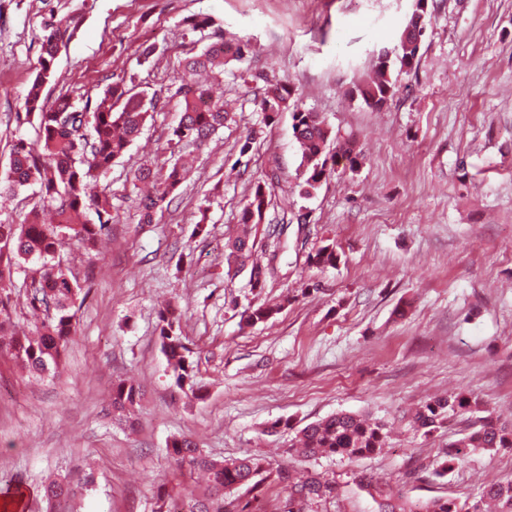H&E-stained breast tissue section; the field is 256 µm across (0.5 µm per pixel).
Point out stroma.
I'll return each mask as SVG.
<instances>
[{
	"label": "stroma",
	"instance_id": "obj_1",
	"mask_svg": "<svg viewBox=\"0 0 512 512\" xmlns=\"http://www.w3.org/2000/svg\"><path fill=\"white\" fill-rule=\"evenodd\" d=\"M413 0H0V178L13 143L34 139L17 112L38 69L43 25L65 18L73 35L55 60L61 80L48 99H97L109 78L157 94L139 138L100 188L113 221L100 251L60 252L85 293L77 332L58 377L33 379L0 350V508L48 512L42 486L64 478L77 491L69 512H155L159 487L179 478L168 455L188 437L217 458L256 455L336 481L319 512H379L355 482H379L392 500L475 497L481 483L512 478V448L471 455L438 481L420 465L445 456L470 432V416L430 435L411 430L412 410L433 395L466 390L499 422L512 421V0H433L422 56L397 73L380 109L354 99L377 55L393 50ZM246 42V60L224 66L216 95L232 119L197 153L175 204L139 221L134 172L170 159L166 134L181 108L183 62L212 29ZM155 46L144 56L146 46ZM253 72L286 80L301 108L352 138L359 165L338 160L309 198L299 193L300 152L289 113L262 127ZM256 140L247 163L239 147ZM265 182L273 206L259 224L263 252H277L263 289L248 272L228 275L225 233L250 190ZM205 222L206 232L193 228ZM286 224L280 238L271 225ZM333 244L336 267L308 263ZM280 304L270 320L245 312ZM175 307L193 351L200 394L178 388L157 330ZM142 390L129 422H113L112 384ZM345 411L393 429L380 454L303 462L288 448L305 425Z\"/></svg>",
	"mask_w": 512,
	"mask_h": 512
}]
</instances>
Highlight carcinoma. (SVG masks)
<instances>
[{
    "instance_id": "cac0c4a2",
    "label": "carcinoma",
    "mask_w": 512,
    "mask_h": 512,
    "mask_svg": "<svg viewBox=\"0 0 512 512\" xmlns=\"http://www.w3.org/2000/svg\"><path fill=\"white\" fill-rule=\"evenodd\" d=\"M45 31L40 69L25 96V112L17 114L21 124L36 123V138L32 141L20 138L13 144L5 177L11 191L36 184L40 205L29 212L22 224L0 222V280L16 266L33 260L40 263L39 268L25 273L29 280L27 308L38 318L35 332L15 329L7 301L0 297V335L9 337L7 347L13 357L39 378L58 373L62 353L75 329L74 308L83 291L57 260V254L70 240L92 251L107 236L108 224L112 222V204L106 194H93L91 190L111 169L112 162L139 137L147 118L157 111V96L134 91L122 78L108 83L94 106L87 102L80 109L67 95L57 97L50 104L45 102L43 87L57 80L53 62L58 41L64 39L68 29L63 27L62 21L51 20L45 25ZM247 53L248 44L229 45L217 34L215 41L201 53L184 60V71L190 78L182 80L175 91L181 118L170 129L167 139V145L179 155L165 170L146 165L135 173L137 181L150 185V191L140 197L142 223H152L156 212L171 205L179 187L190 178L194 158L182 153V147L206 145L228 120L224 99L214 96L212 87L194 76L211 72L231 60L242 61ZM416 62L415 49L409 46V41L399 38L394 59L387 66L376 64L374 75L355 87L356 98L370 108L382 107L398 92L392 79L393 67L411 70ZM294 95L295 89L289 82L279 81L266 86L256 106L267 126L276 121L279 113H291L301 152L300 194L309 196L321 186L338 159H346L352 167L358 160L353 156L352 142L340 140L321 114L295 104ZM118 103L121 109L116 111L114 106ZM61 114L71 117L72 122L62 124ZM271 201L272 194L266 185L254 184L236 235L224 243V264L228 271L251 267L249 283L254 290L264 287L274 260L272 255L259 254L255 243L256 228ZM45 208L54 213L51 224L40 220V211ZM91 210L97 216L95 223L87 219ZM309 261L319 268L334 267L339 256L336 248L328 244L309 255ZM287 302L289 299L285 298L276 305L261 304L250 310L244 319L250 325L264 323ZM157 328L176 384L196 391L190 350L182 342L171 312H159ZM141 396L140 387L132 381L113 384V414L120 418L130 415L139 405ZM484 412L481 400L463 391L429 398L411 412L412 427L426 433L441 427L452 417L480 414L476 419L478 429L451 443L452 451L447 458L425 467L429 477L444 478L472 453L512 448V423L495 422ZM387 438L386 423L368 416L337 413L301 429L288 454L307 460L319 456L375 455L386 448ZM169 454L177 470L188 480L204 476L206 489L201 495L190 492L181 498L160 489L158 512H245L249 504L239 505L238 499L229 497V493L243 490L257 499L270 479L288 487L280 512H318L323 502L336 495V481L318 473L310 472L296 479L289 470L269 468L256 456L231 460L214 458L187 438L173 441ZM55 494L60 495L59 501L67 502L74 496V489L65 479L53 481L44 487V497L48 499ZM486 503L493 505L495 512H512V480L486 485L479 497L471 501L431 498L405 500L399 504L386 502L381 504V512H485Z\"/></svg>"
}]
</instances>
